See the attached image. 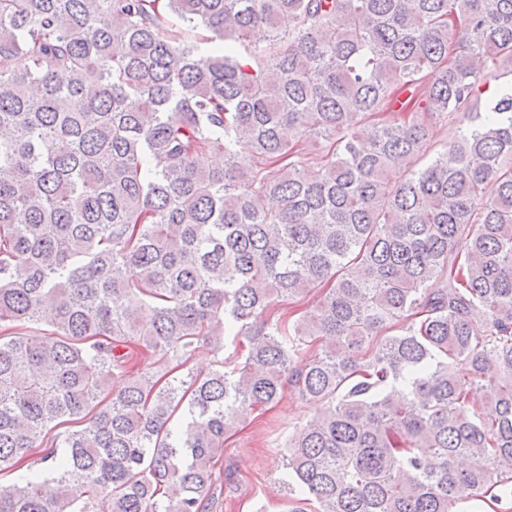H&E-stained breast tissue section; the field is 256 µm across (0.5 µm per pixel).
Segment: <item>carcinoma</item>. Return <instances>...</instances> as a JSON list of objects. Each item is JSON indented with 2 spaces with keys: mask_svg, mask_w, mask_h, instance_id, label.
<instances>
[{
  "mask_svg": "<svg viewBox=\"0 0 512 512\" xmlns=\"http://www.w3.org/2000/svg\"><path fill=\"white\" fill-rule=\"evenodd\" d=\"M500 58L512 0H0V478L51 471L0 512H210L288 385L323 405L289 512L512 503ZM436 115L470 124L429 160ZM228 336L240 368L188 369ZM322 292L319 289H313L310 292H305L293 300L285 302H277L275 310L277 315L288 318L292 313H297L293 319L297 318L303 312L314 311L321 299Z\"/></svg>",
  "mask_w": 512,
  "mask_h": 512,
  "instance_id": "cac0c4a2",
  "label": "carcinoma"
}]
</instances>
